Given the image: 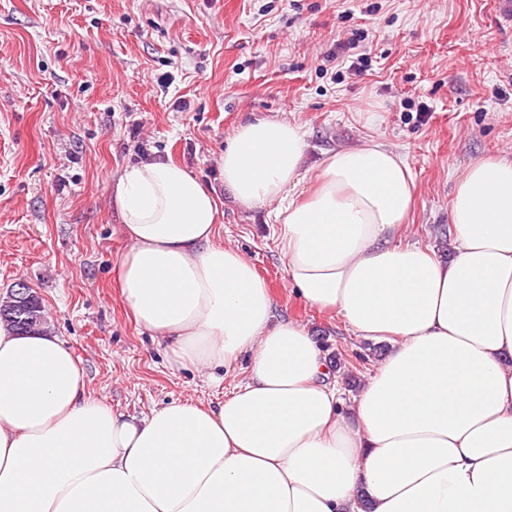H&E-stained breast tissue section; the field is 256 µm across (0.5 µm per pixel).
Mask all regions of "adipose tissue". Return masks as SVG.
Returning a JSON list of instances; mask_svg holds the SVG:
<instances>
[{"label":"adipose tissue","mask_w":512,"mask_h":512,"mask_svg":"<svg viewBox=\"0 0 512 512\" xmlns=\"http://www.w3.org/2000/svg\"><path fill=\"white\" fill-rule=\"evenodd\" d=\"M304 152L299 126L245 119L224 187L269 207L305 304L388 341L352 407L306 327L216 242L210 191L171 161L133 165L111 184L128 313L178 365L250 355L246 379L139 419L89 398L58 336L0 325V512H512V161L467 168L444 261L406 237L415 183L393 150L329 151L303 193Z\"/></svg>","instance_id":"ef3b65f1"}]
</instances>
